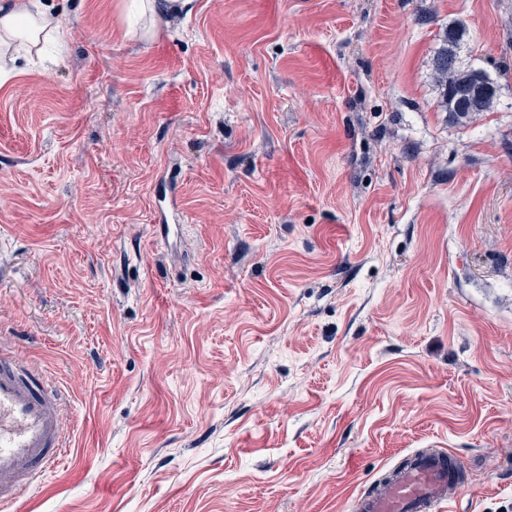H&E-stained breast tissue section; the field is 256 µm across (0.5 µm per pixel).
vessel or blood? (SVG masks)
Instances as JSON below:
<instances>
[{
	"label": "vessel or blood",
	"mask_w": 512,
	"mask_h": 512,
	"mask_svg": "<svg viewBox=\"0 0 512 512\" xmlns=\"http://www.w3.org/2000/svg\"><path fill=\"white\" fill-rule=\"evenodd\" d=\"M61 395L41 369L0 351V512L19 492L60 466L68 436ZM460 456L435 448L415 451L388 480L354 502V512H442L462 491Z\"/></svg>",
	"instance_id": "obj_1"
}]
</instances>
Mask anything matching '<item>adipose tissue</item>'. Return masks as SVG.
<instances>
[{
    "mask_svg": "<svg viewBox=\"0 0 512 512\" xmlns=\"http://www.w3.org/2000/svg\"><path fill=\"white\" fill-rule=\"evenodd\" d=\"M60 19L51 15L42 0H0V47L23 40L28 49L40 47L42 40L54 37Z\"/></svg>",
    "mask_w": 512,
    "mask_h": 512,
    "instance_id": "ef3b65f1",
    "label": "adipose tissue"
}]
</instances>
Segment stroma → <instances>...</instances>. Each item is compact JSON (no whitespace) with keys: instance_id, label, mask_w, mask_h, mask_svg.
Masks as SVG:
<instances>
[{"instance_id":"obj_1","label":"stroma","mask_w":512,"mask_h":512,"mask_svg":"<svg viewBox=\"0 0 512 512\" xmlns=\"http://www.w3.org/2000/svg\"><path fill=\"white\" fill-rule=\"evenodd\" d=\"M0 81V346L64 388L18 512H352L419 448L512 512V0H48ZM494 107L441 105L448 25Z\"/></svg>"}]
</instances>
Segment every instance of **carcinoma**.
<instances>
[{
  "instance_id": "cac0c4a2",
  "label": "carcinoma",
  "mask_w": 512,
  "mask_h": 512,
  "mask_svg": "<svg viewBox=\"0 0 512 512\" xmlns=\"http://www.w3.org/2000/svg\"><path fill=\"white\" fill-rule=\"evenodd\" d=\"M463 32L461 28L450 26L443 32V44L436 55L434 65L435 71L442 85V105L449 112L458 117H465L472 111L487 112L490 110L496 94L491 93L484 97L478 107L471 108L464 104L458 97L457 91L460 87L478 80L492 86L494 82L482 70L461 69L457 65V48L461 41Z\"/></svg>"
}]
</instances>
